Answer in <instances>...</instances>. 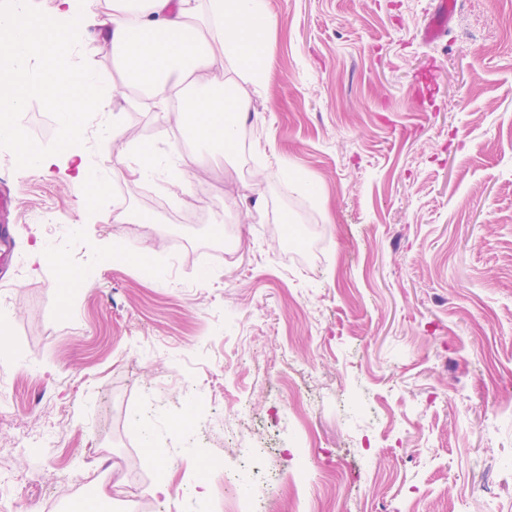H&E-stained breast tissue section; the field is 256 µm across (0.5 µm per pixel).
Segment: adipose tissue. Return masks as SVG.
I'll use <instances>...</instances> for the list:
<instances>
[{
	"label": "adipose tissue",
	"instance_id": "adipose-tissue-1",
	"mask_svg": "<svg viewBox=\"0 0 512 512\" xmlns=\"http://www.w3.org/2000/svg\"><path fill=\"white\" fill-rule=\"evenodd\" d=\"M89 8L90 0H59L53 31L37 25L19 42L14 16L0 14V45L18 58L41 50L49 68L40 81L21 73L0 88V135L12 132L13 114L37 93L49 109L68 117L108 108L110 98L99 81L73 71L67 52ZM97 25L126 83L149 92L159 120L176 115L213 152L224 157L236 152L248 106L221 76L230 62L255 85L264 84L274 22L263 0H113L111 14L98 18ZM188 80L197 93L171 112V93Z\"/></svg>",
	"mask_w": 512,
	"mask_h": 512
}]
</instances>
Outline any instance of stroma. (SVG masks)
I'll list each match as a JSON object with an SVG mask.
<instances>
[{
  "mask_svg": "<svg viewBox=\"0 0 512 512\" xmlns=\"http://www.w3.org/2000/svg\"><path fill=\"white\" fill-rule=\"evenodd\" d=\"M265 5L264 86L224 68L253 134L232 163L183 153L180 126L159 123L146 92H120L97 26L71 46L112 98L82 122L107 128L91 141L95 173L111 177L139 129L210 189L222 230L162 214L112 223L111 194L21 163L0 137L27 260L0 305L14 350L0 358L11 512H143V487L162 478L175 494L152 512H224L240 491L288 512L262 481L225 488L243 457L298 481L308 512H448L460 500L512 512V411L498 390L512 383V0H460L434 43L422 32L435 0ZM258 196L270 217L294 216L296 241L257 227ZM43 209L77 228L61 258L89 287H54L35 260L50 243L25 215ZM225 241L237 255L212 258ZM243 399L250 448L209 429ZM196 475L208 499L192 493Z\"/></svg>",
  "mask_w": 512,
  "mask_h": 512,
  "instance_id": "stroma-1",
  "label": "stroma"
}]
</instances>
